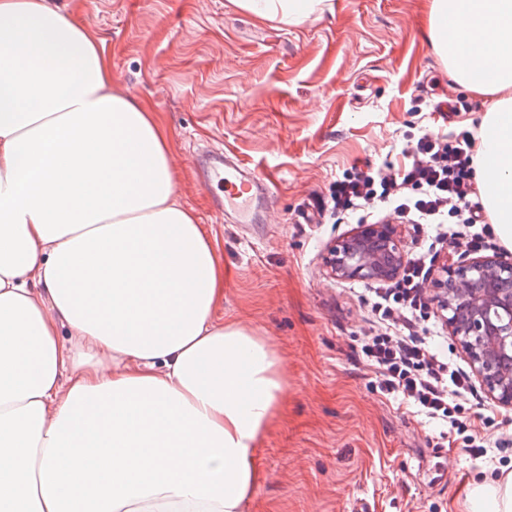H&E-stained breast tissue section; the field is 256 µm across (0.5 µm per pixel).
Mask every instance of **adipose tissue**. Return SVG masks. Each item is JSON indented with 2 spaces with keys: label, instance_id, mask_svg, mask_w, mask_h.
<instances>
[{
  "label": "adipose tissue",
  "instance_id": "obj_1",
  "mask_svg": "<svg viewBox=\"0 0 512 512\" xmlns=\"http://www.w3.org/2000/svg\"><path fill=\"white\" fill-rule=\"evenodd\" d=\"M260 21L330 0H235ZM480 117L475 182L512 250V0H430ZM165 126L56 0H0V512H243L288 390L224 319V265L179 199ZM468 512H512V470Z\"/></svg>",
  "mask_w": 512,
  "mask_h": 512
}]
</instances>
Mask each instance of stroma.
<instances>
[{"mask_svg": "<svg viewBox=\"0 0 512 512\" xmlns=\"http://www.w3.org/2000/svg\"><path fill=\"white\" fill-rule=\"evenodd\" d=\"M106 42L113 78L162 116L178 195L224 263V315L262 330L285 360L288 395L257 452L245 512H464L468 488L512 470V410L474 392L487 452L438 445L442 422L376 385L360 347L372 282L335 280L327 245L356 218L317 203L353 164L402 163L422 134L472 129L492 97L448 76L425 0H331L297 25L256 20L232 0H60ZM462 100L456 112L434 105ZM224 149L266 177V224L213 208L198 155Z\"/></svg>", "mask_w": 512, "mask_h": 512, "instance_id": "obj_1", "label": "stroma"}]
</instances>
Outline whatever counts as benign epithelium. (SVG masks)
Returning a JSON list of instances; mask_svg holds the SVG:
<instances>
[{"mask_svg":"<svg viewBox=\"0 0 512 512\" xmlns=\"http://www.w3.org/2000/svg\"><path fill=\"white\" fill-rule=\"evenodd\" d=\"M404 259L390 224H359L331 242L324 254L328 274L339 280L388 279ZM430 300L490 400L511 410L512 255L462 253L432 283Z\"/></svg>","mask_w":512,"mask_h":512,"instance_id":"1","label":"benign epithelium"}]
</instances>
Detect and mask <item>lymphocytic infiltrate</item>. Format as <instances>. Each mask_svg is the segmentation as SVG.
I'll return each mask as SVG.
<instances>
[{
	"instance_id": "obj_1",
	"label": "lymphocytic infiltrate",
	"mask_w": 512,
	"mask_h": 512,
	"mask_svg": "<svg viewBox=\"0 0 512 512\" xmlns=\"http://www.w3.org/2000/svg\"><path fill=\"white\" fill-rule=\"evenodd\" d=\"M474 132L427 133L405 151L403 165L351 167L334 181L321 210L336 214L387 206L390 216L426 236L446 231L476 249L493 243L494 229L475 200ZM431 260L407 256L398 275L374 287L370 312L374 326L361 352L374 367L379 388L400 395L426 416L443 420L462 437L464 449L479 456L483 439L468 422L464 402L472 392L468 374L450 365L418 334L429 315L425 289Z\"/></svg>"
}]
</instances>
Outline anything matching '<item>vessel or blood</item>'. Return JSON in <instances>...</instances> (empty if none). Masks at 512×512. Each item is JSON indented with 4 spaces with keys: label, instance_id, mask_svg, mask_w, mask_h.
Returning a JSON list of instances; mask_svg holds the SVG:
<instances>
[{
    "label": "vessel or blood",
    "instance_id": "1",
    "mask_svg": "<svg viewBox=\"0 0 512 512\" xmlns=\"http://www.w3.org/2000/svg\"><path fill=\"white\" fill-rule=\"evenodd\" d=\"M204 186H222L224 197L218 200L219 209L232 210L243 224H260L264 213L257 201L267 199L271 189L252 169L224 151L213 152L208 162L200 166Z\"/></svg>",
    "mask_w": 512,
    "mask_h": 512
}]
</instances>
